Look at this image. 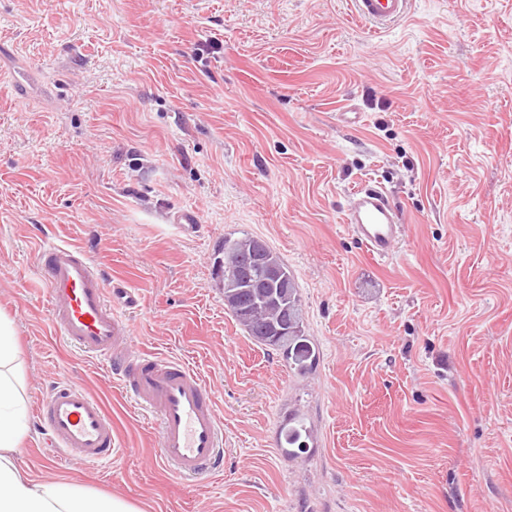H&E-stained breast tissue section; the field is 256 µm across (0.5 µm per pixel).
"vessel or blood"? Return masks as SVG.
<instances>
[{
    "instance_id": "obj_1",
    "label": "vessel or blood",
    "mask_w": 512,
    "mask_h": 512,
    "mask_svg": "<svg viewBox=\"0 0 512 512\" xmlns=\"http://www.w3.org/2000/svg\"><path fill=\"white\" fill-rule=\"evenodd\" d=\"M410 0H354L360 18L385 29L409 14ZM353 238L374 259L388 258L404 232V219L384 187H357L345 208ZM55 336L85 355L107 361L112 376L135 405L156 417L157 453L163 467L189 481L217 472L224 461V419L201 374L182 359L132 345L125 315L138 293L104 270L83 249L48 243L37 252ZM47 431L44 454L60 462L77 457L90 465L111 462L116 443L103 400L80 384H52L36 407Z\"/></svg>"
}]
</instances>
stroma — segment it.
I'll return each mask as SVG.
<instances>
[{
	"label": "stroma",
	"mask_w": 512,
	"mask_h": 512,
	"mask_svg": "<svg viewBox=\"0 0 512 512\" xmlns=\"http://www.w3.org/2000/svg\"><path fill=\"white\" fill-rule=\"evenodd\" d=\"M17 64L36 82L0 97V312L32 480L140 512H512V0H412L385 31L349 0H0V79ZM371 179L405 217L384 261L343 216ZM243 230L294 275L305 377L224 307L219 251ZM45 240L138 292L134 347L212 387L222 471L165 470L107 363L56 340ZM57 381L103 400L111 464L41 458L35 408ZM292 411L320 445L288 460L273 436Z\"/></svg>",
	"instance_id": "stroma-1"
}]
</instances>
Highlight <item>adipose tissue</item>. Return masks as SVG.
Instances as JSON below:
<instances>
[{"mask_svg":"<svg viewBox=\"0 0 512 512\" xmlns=\"http://www.w3.org/2000/svg\"><path fill=\"white\" fill-rule=\"evenodd\" d=\"M15 330L0 314V512H139L117 498L67 482H33L15 461L25 434Z\"/></svg>","mask_w":512,"mask_h":512,"instance_id":"1","label":"adipose tissue"}]
</instances>
